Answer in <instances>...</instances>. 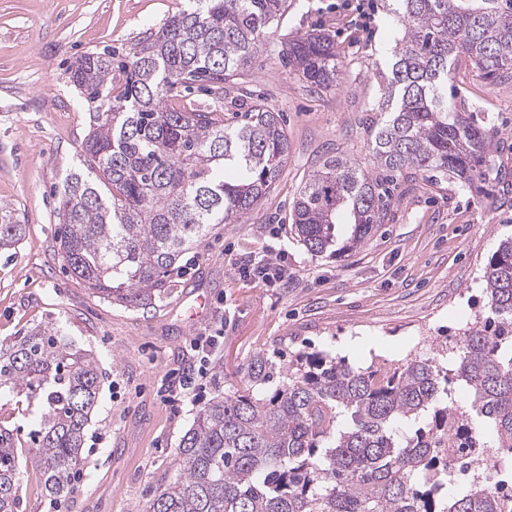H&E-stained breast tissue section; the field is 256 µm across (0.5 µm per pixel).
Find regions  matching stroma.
Wrapping results in <instances>:
<instances>
[{"label": "stroma", "instance_id": "stroma-1", "mask_svg": "<svg viewBox=\"0 0 512 512\" xmlns=\"http://www.w3.org/2000/svg\"><path fill=\"white\" fill-rule=\"evenodd\" d=\"M390 0H294L271 29L252 66L224 97L232 123L251 105L277 112L290 152L280 178L254 211L215 226L187 251L155 310L145 313L93 294L64 269L55 251L62 179L75 167L89 115L103 111L67 78L71 62L111 48L126 55L185 0H0V214L25 225L19 246L0 252V343L36 325H57L100 366V395L84 439V462L61 503L43 490L30 448L40 426L25 395L0 394V428L18 451V512H145L175 474L176 448L197 412L243 383L250 358L275 367L299 353L326 352L362 367L387 369L453 345L463 317L489 316L481 280L500 240L512 237L506 201L428 173L399 182L389 216L364 245L342 258L307 252L288 217L299 189L326 154L370 166L369 143L381 116L376 75L387 68L396 29L386 27ZM369 28H353L357 6ZM312 30L329 33L343 63L333 89L313 91L282 59V46ZM452 82L467 110L494 133L495 171L512 183V82L484 80L460 66ZM283 252L287 286L240 277L232 259ZM210 298L207 319L184 311ZM214 336L211 368L181 400L166 401L162 377L181 368L196 336Z\"/></svg>", "mask_w": 512, "mask_h": 512}]
</instances>
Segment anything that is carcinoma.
Returning <instances> with one entry per match:
<instances>
[{"label":"carcinoma","instance_id":"obj_1","mask_svg":"<svg viewBox=\"0 0 512 512\" xmlns=\"http://www.w3.org/2000/svg\"><path fill=\"white\" fill-rule=\"evenodd\" d=\"M139 38L127 63L86 53L68 69L89 99L77 166L58 194L59 254L87 288L147 310L162 297L184 252L216 224L249 214L279 177L288 137L279 115L251 106L236 125L215 107L170 108L180 89L224 82L255 62L261 38L288 0H189ZM400 36L380 96L384 119L370 140L375 176L331 155L293 201L291 231L311 254L360 248L385 218L383 175L432 171L472 188L492 173L491 131L457 107L453 71L465 61L489 81L512 80V12L455 0H397ZM282 55L307 87L340 76L332 36L307 32ZM352 226L337 246L336 225ZM24 225L0 221V251ZM482 280L495 318L459 334L448 356L362 368L321 353L274 367L257 354L242 389L199 410L176 449L174 477L146 512H512V491L463 482L477 448L512 472V237L499 242ZM41 409L32 444L45 494L70 493L82 440L98 402L95 357L61 330L35 326L0 348V389ZM465 392L469 402L458 395ZM17 449L0 429V512L18 505Z\"/></svg>","mask_w":512,"mask_h":512}]
</instances>
